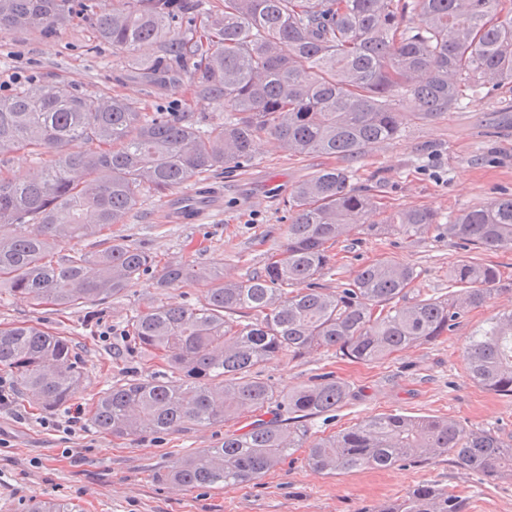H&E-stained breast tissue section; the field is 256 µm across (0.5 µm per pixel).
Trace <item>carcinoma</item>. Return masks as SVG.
Instances as JSON below:
<instances>
[{
	"label": "carcinoma",
	"instance_id": "obj_1",
	"mask_svg": "<svg viewBox=\"0 0 512 512\" xmlns=\"http://www.w3.org/2000/svg\"><path fill=\"white\" fill-rule=\"evenodd\" d=\"M85 0H0V32L52 35L87 10ZM96 38L125 54L128 74L157 89L185 72L198 96L224 109L205 131L183 116L146 112L131 97L82 96L75 84H23L0 96V156L49 153L33 174L0 173V289L64 308L126 295L157 269V288L203 280L196 303H153L126 323L139 353L166 379L128 378L92 399L90 422L116 438L188 425L235 422L242 432L189 457L168 479L185 489L249 483L299 449L310 467L336 476L387 469L451 453L468 470L512 478V445L439 417L384 414L337 435L311 439L304 420L349 397L333 375L280 396L259 367L332 349L372 364L431 343L497 291V268L461 260L448 296L424 297L413 266L384 259L360 267L345 287L320 279L332 247L359 229L369 236L431 231L463 245L512 249V196L451 224L427 208L386 211L351 171L331 167L294 187L287 237L243 280L186 262L159 264L127 237H102L124 223L146 191L164 194L217 167L252 159L267 134L298 155L349 160L395 139L408 95L431 122L459 106L463 88L512 82V8L505 0H124L96 18ZM144 44L152 56L137 55ZM75 141L90 144L69 153ZM466 363L477 384L512 397V313L471 337ZM0 370L40 409L63 407L83 387V362L69 339L19 324L0 328ZM177 377L174 388L167 378ZM361 512H468L466 498L433 484Z\"/></svg>",
	"mask_w": 512,
	"mask_h": 512
}]
</instances>
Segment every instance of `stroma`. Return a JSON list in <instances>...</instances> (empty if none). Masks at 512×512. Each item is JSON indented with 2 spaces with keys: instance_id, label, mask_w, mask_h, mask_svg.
Returning a JSON list of instances; mask_svg holds the SVG:
<instances>
[{
  "instance_id": "1",
  "label": "stroma",
  "mask_w": 512,
  "mask_h": 512,
  "mask_svg": "<svg viewBox=\"0 0 512 512\" xmlns=\"http://www.w3.org/2000/svg\"><path fill=\"white\" fill-rule=\"evenodd\" d=\"M121 3L89 0L87 15L75 17L54 37L0 33V96L20 81H73L82 95L136 97L148 111L182 112L202 129L222 122L223 112L195 95L189 79L148 92L124 77L125 58L97 40L91 24ZM396 109L404 114L398 138L369 146L351 163L353 186L370 189L390 210L429 208L441 224L512 194V83L471 87L462 106L432 122L412 119L417 106L411 98L401 99ZM335 164L324 156L290 153L265 135L256 141L249 164L229 175L206 173L162 195L144 194L112 233L130 237L161 261L219 264L225 276L240 279L261 269L268 254L284 243L292 189ZM333 251L338 268L321 279L332 291L362 265L386 258L412 265L416 288L430 296H446L448 271L464 258L496 266L501 290L462 318L452 335L380 363H352L319 350L263 366L262 377L281 395L325 372L349 387L351 397L341 408L307 420L311 435H334L377 415L399 413L448 417L512 443V399L476 384L465 361L470 336L512 311V249L464 248L433 232L371 237L355 231ZM201 291V284L191 282L162 292L148 274L132 284L126 297L67 309L5 291L0 293V328L26 323L70 339L84 368L76 404L86 411L112 382L145 378L159 369L123 336L126 319L157 301L193 304ZM65 418V409L38 411L15 397L0 409V512H27L30 502L44 499L79 506L80 512H360L422 483L458 491L470 512H512V479L473 473L449 455L337 476L314 471L298 458L243 485L188 491L169 483L167 473L188 454L222 442L224 424L115 438L87 422L64 433Z\"/></svg>"
}]
</instances>
